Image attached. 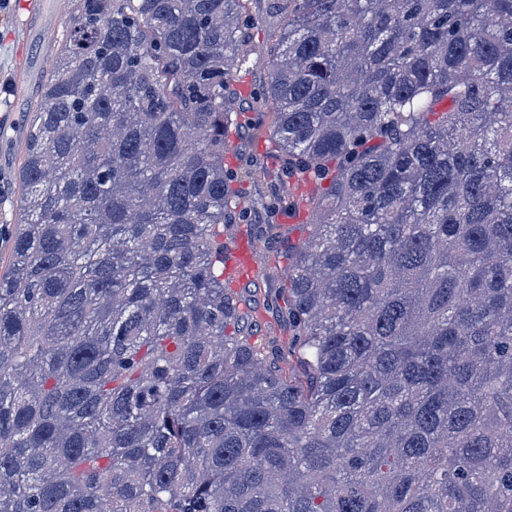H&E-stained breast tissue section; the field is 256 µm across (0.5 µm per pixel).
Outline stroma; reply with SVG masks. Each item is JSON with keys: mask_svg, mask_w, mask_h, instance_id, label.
<instances>
[{"mask_svg": "<svg viewBox=\"0 0 512 512\" xmlns=\"http://www.w3.org/2000/svg\"><path fill=\"white\" fill-rule=\"evenodd\" d=\"M21 2L0 0V114L7 116L0 125V227L17 220L18 196L10 176L23 155L19 109L34 98L52 58L68 35L77 7L76 0H42L44 18L35 22L29 20ZM250 9L255 18L251 31L253 52L241 80L245 93L237 102L244 118L241 128L230 137L227 154V164L235 170L265 160L269 147L266 132L255 127L254 105L246 90L260 84L267 75V35L270 28L279 25L280 18L271 13L269 0H252ZM237 187L250 209V221L236 226L228 246L234 251L248 248L253 268L248 277L234 275L229 282L241 300L242 309L251 314L244 332L258 345L276 351L278 367L303 375L304 354L283 315L280 294L286 284L283 268L291 253L307 238L309 227L301 214L269 227L264 207L270 190L267 180L244 177Z\"/></svg>", "mask_w": 512, "mask_h": 512, "instance_id": "obj_1", "label": "stroma"}]
</instances>
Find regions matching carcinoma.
Wrapping results in <instances>:
<instances>
[{
    "label": "carcinoma",
    "mask_w": 512,
    "mask_h": 512,
    "mask_svg": "<svg viewBox=\"0 0 512 512\" xmlns=\"http://www.w3.org/2000/svg\"><path fill=\"white\" fill-rule=\"evenodd\" d=\"M78 2L22 109L0 512H512V0H281L303 377L226 287L250 0Z\"/></svg>",
    "instance_id": "1"
}]
</instances>
